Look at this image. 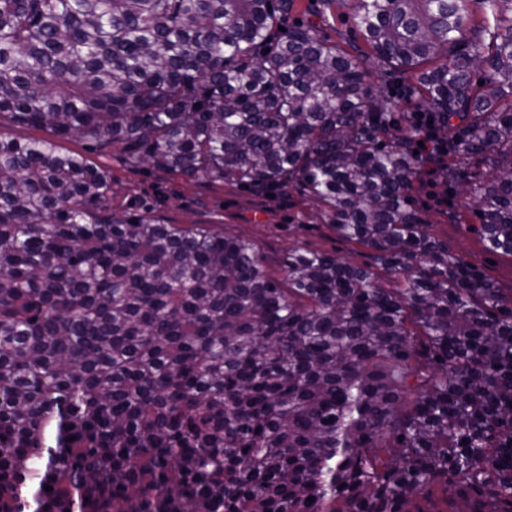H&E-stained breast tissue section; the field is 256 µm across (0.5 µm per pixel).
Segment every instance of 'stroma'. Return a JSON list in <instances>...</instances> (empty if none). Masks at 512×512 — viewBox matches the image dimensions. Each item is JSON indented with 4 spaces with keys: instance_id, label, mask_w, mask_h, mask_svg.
<instances>
[{
    "instance_id": "35a3bbf8",
    "label": "stroma",
    "mask_w": 512,
    "mask_h": 512,
    "mask_svg": "<svg viewBox=\"0 0 512 512\" xmlns=\"http://www.w3.org/2000/svg\"><path fill=\"white\" fill-rule=\"evenodd\" d=\"M91 162L112 177V207L149 212L173 224H203L254 242L271 272H279L290 248L334 253L366 262L364 249L337 239L321 218L319 203L297 186L272 194L213 180H186L149 168L128 165L117 152H94ZM444 188L431 184L417 194L419 209L433 232L447 240L466 261L489 273L503 288H512V259L487 251L464 224L448 223L438 203Z\"/></svg>"
}]
</instances>
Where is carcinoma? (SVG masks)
Returning <instances> with one entry per match:
<instances>
[{
    "label": "carcinoma",
    "mask_w": 512,
    "mask_h": 512,
    "mask_svg": "<svg viewBox=\"0 0 512 512\" xmlns=\"http://www.w3.org/2000/svg\"><path fill=\"white\" fill-rule=\"evenodd\" d=\"M470 2L0 0L44 131L0 136V512H512V291L413 203L425 135L512 258V0ZM73 137L298 185L371 263L116 213Z\"/></svg>",
    "instance_id": "1"
}]
</instances>
